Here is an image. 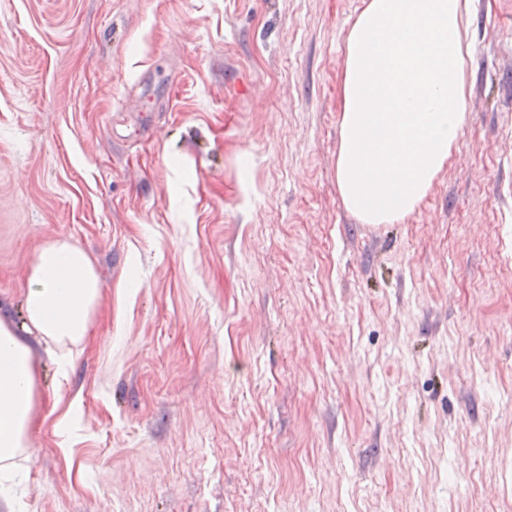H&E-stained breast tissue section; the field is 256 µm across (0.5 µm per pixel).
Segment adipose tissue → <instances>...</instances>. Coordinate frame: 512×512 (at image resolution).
Masks as SVG:
<instances>
[{
  "instance_id": "ef3b65f1",
  "label": "adipose tissue",
  "mask_w": 512,
  "mask_h": 512,
  "mask_svg": "<svg viewBox=\"0 0 512 512\" xmlns=\"http://www.w3.org/2000/svg\"><path fill=\"white\" fill-rule=\"evenodd\" d=\"M461 0H367L346 43L337 184L367 224L412 212L444 167L466 117ZM25 319L0 318V469L30 455L41 363L33 343L86 336L101 281L85 250L55 240L29 273Z\"/></svg>"
}]
</instances>
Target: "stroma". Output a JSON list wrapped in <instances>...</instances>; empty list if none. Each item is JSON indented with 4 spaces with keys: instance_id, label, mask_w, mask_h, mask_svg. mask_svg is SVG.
I'll return each mask as SVG.
<instances>
[{
    "instance_id": "35a3bbf8",
    "label": "stroma",
    "mask_w": 512,
    "mask_h": 512,
    "mask_svg": "<svg viewBox=\"0 0 512 512\" xmlns=\"http://www.w3.org/2000/svg\"><path fill=\"white\" fill-rule=\"evenodd\" d=\"M365 0H0V316L102 288L0 512H512V0L415 210L336 182Z\"/></svg>"
}]
</instances>
